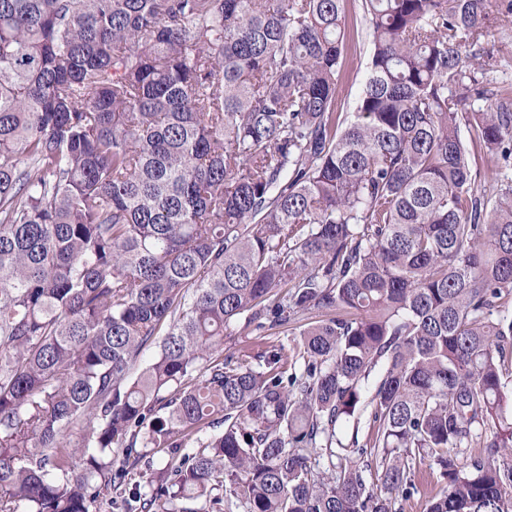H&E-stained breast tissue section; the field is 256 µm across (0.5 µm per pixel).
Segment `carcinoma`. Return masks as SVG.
Listing matches in <instances>:
<instances>
[{
    "label": "carcinoma",
    "mask_w": 512,
    "mask_h": 512,
    "mask_svg": "<svg viewBox=\"0 0 512 512\" xmlns=\"http://www.w3.org/2000/svg\"><path fill=\"white\" fill-rule=\"evenodd\" d=\"M496 2L362 0L346 116L345 0H0V512H512ZM346 14L348 25L344 47L345 80L341 93L339 112H353L356 96L362 86L365 64L368 56V44L365 39V24L358 0H347ZM463 139L470 149L475 161V168L481 172V178L477 181L478 192L494 199L496 190L500 182H497L495 173L492 171V165L488 156L481 148L477 135L473 130L463 128ZM319 318L321 317L315 316V314L308 315L300 323L274 330H255L253 325L246 327L244 319H241L231 324L224 332V354L235 353L237 355L239 352L250 351L262 342L277 347L281 345L285 351H288V354H291L296 340L299 338V336H295L298 329L294 328L310 321H316ZM358 418V423L355 419V421H351L341 430V437L344 443L347 444L351 440L352 436L356 437L357 435L359 444H363L370 436L372 430L370 408L361 411ZM425 466H421L412 477L415 484L413 494L408 499L398 498L395 509L396 512H424L428 497L432 494L433 483L427 476Z\"/></svg>",
    "instance_id": "cac0c4a2"
}]
</instances>
